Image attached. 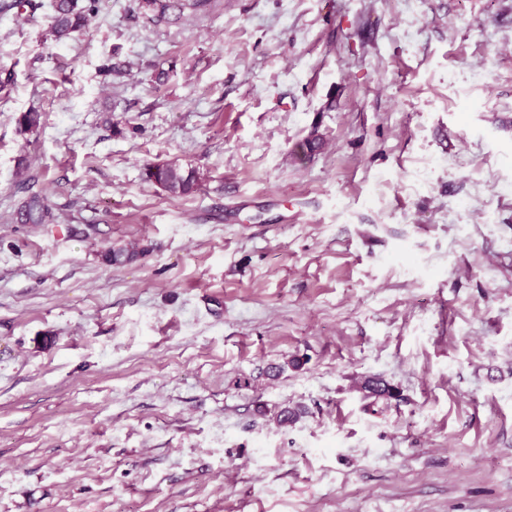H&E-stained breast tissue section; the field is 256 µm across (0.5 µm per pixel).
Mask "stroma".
Segmentation results:
<instances>
[{
	"instance_id": "35a3bbf8",
	"label": "stroma",
	"mask_w": 512,
	"mask_h": 512,
	"mask_svg": "<svg viewBox=\"0 0 512 512\" xmlns=\"http://www.w3.org/2000/svg\"><path fill=\"white\" fill-rule=\"evenodd\" d=\"M41 3L0 10V512H512V0ZM97 0H55L50 34L56 41L82 31L95 15ZM139 8L146 14L152 13L157 19H165L170 16L179 19L185 8L186 0H137ZM146 178L171 195H187L195 191L199 177L194 169L185 170L175 162L146 168ZM22 224H52L55 215L40 193L30 194L23 202L21 208ZM365 398L401 400L399 388L381 379L367 378L361 384Z\"/></svg>"
}]
</instances>
